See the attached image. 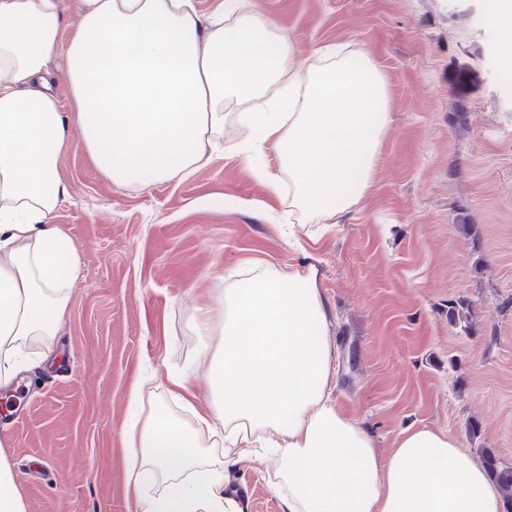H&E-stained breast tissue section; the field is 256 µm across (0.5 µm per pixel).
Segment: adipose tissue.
I'll return each instance as SVG.
<instances>
[{
  "label": "adipose tissue",
  "mask_w": 512,
  "mask_h": 512,
  "mask_svg": "<svg viewBox=\"0 0 512 512\" xmlns=\"http://www.w3.org/2000/svg\"><path fill=\"white\" fill-rule=\"evenodd\" d=\"M64 55L69 110L49 78ZM77 125L96 169L146 188L186 178L231 142L303 224L364 199L391 124L385 76L349 45L301 57L256 0H0V388L29 344L52 349L80 275L51 218L69 189L59 157ZM197 307L208 411L186 372L166 378L176 417L150 410L122 432L138 512H243L230 470L274 457L283 512H505L485 467L439 428L401 430L380 456L329 394L327 313L313 265L240 261Z\"/></svg>",
  "instance_id": "1"
}]
</instances>
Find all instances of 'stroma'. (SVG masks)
Segmentation results:
<instances>
[{"label":"stroma","instance_id":"35a3bbf8","mask_svg":"<svg viewBox=\"0 0 512 512\" xmlns=\"http://www.w3.org/2000/svg\"><path fill=\"white\" fill-rule=\"evenodd\" d=\"M300 55L365 49L391 126L366 197L336 224H301L289 249L269 191L225 151L183 180L104 178L71 131L69 187L52 221L80 276L52 350L32 346L30 388L6 454L27 512H135L122 430L130 387L197 359L188 325L244 258L314 264L329 311L330 395L389 453L409 426L492 449L512 468V51L482 0H257ZM467 321L451 323L449 307ZM477 432H470L471 423ZM272 463L236 466L244 512H282Z\"/></svg>","mask_w":512,"mask_h":512}]
</instances>
